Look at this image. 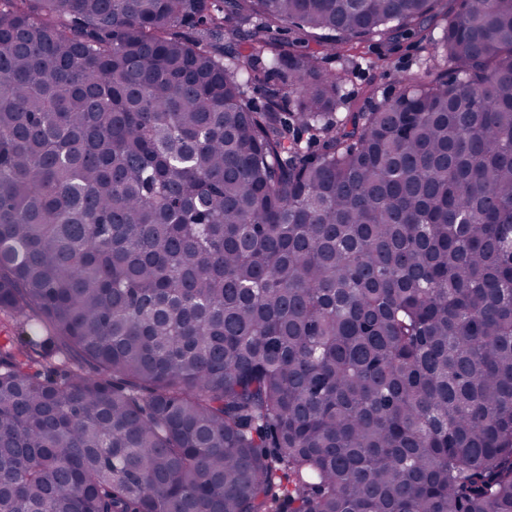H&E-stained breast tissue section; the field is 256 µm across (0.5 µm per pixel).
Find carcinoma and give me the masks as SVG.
<instances>
[{"label": "carcinoma", "instance_id": "obj_1", "mask_svg": "<svg viewBox=\"0 0 512 512\" xmlns=\"http://www.w3.org/2000/svg\"><path fill=\"white\" fill-rule=\"evenodd\" d=\"M439 3L0 0V512H512V0ZM389 53L390 64L384 73L370 66L369 63L362 62L354 65L335 56H328L323 66L328 70L346 69L348 73L344 91L348 101L366 106L363 92L368 84L373 83L378 87L376 102L391 97L398 88V81L418 70L419 59L423 55L419 45L413 39L400 40L390 47Z\"/></svg>", "mask_w": 512, "mask_h": 512}]
</instances>
